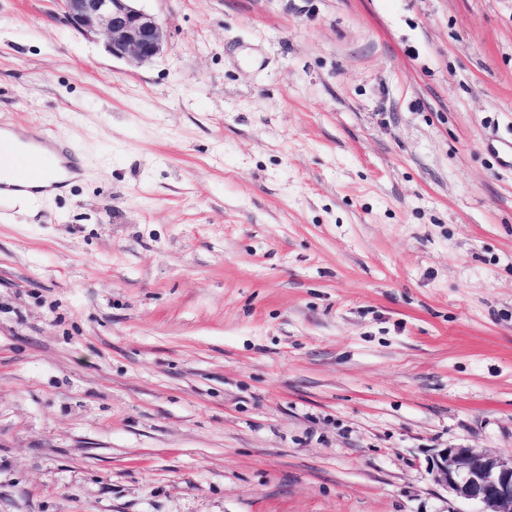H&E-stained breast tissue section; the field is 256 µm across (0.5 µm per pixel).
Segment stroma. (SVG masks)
Instances as JSON below:
<instances>
[{
  "instance_id": "35a3bbf8",
  "label": "stroma",
  "mask_w": 512,
  "mask_h": 512,
  "mask_svg": "<svg viewBox=\"0 0 512 512\" xmlns=\"http://www.w3.org/2000/svg\"><path fill=\"white\" fill-rule=\"evenodd\" d=\"M0 0V512H480L512 454V0ZM139 0H60L62 22L84 36L103 35L113 58L140 66L159 56L166 34L157 18L138 8ZM52 141V142H51ZM40 142L30 150L27 165L13 172L0 171V200L18 193H30L34 196L52 189L63 188L70 173L76 172L77 149L63 139L52 138ZM47 149L58 160L53 178H49V159L43 152ZM429 470L449 493L481 504L480 512H512V454L443 448L431 458Z\"/></svg>"
}]
</instances>
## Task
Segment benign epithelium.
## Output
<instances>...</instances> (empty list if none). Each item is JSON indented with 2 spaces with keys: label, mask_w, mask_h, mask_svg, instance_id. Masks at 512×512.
<instances>
[{
  "label": "benign epithelium",
  "mask_w": 512,
  "mask_h": 512,
  "mask_svg": "<svg viewBox=\"0 0 512 512\" xmlns=\"http://www.w3.org/2000/svg\"><path fill=\"white\" fill-rule=\"evenodd\" d=\"M62 22L84 36L102 35L112 57L140 66L159 56L166 34L137 0H60ZM436 484L454 496L482 505L480 512H512V454L473 448H443L431 458Z\"/></svg>",
  "instance_id": "1"
}]
</instances>
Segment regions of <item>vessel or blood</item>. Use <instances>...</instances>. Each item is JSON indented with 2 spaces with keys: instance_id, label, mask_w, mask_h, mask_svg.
<instances>
[{
  "instance_id": "vessel-or-blood-1",
  "label": "vessel or blood",
  "mask_w": 512,
  "mask_h": 512,
  "mask_svg": "<svg viewBox=\"0 0 512 512\" xmlns=\"http://www.w3.org/2000/svg\"><path fill=\"white\" fill-rule=\"evenodd\" d=\"M77 150L62 139L32 148L22 169L0 171V200L19 193L37 195L63 188L70 173L76 172Z\"/></svg>"
}]
</instances>
